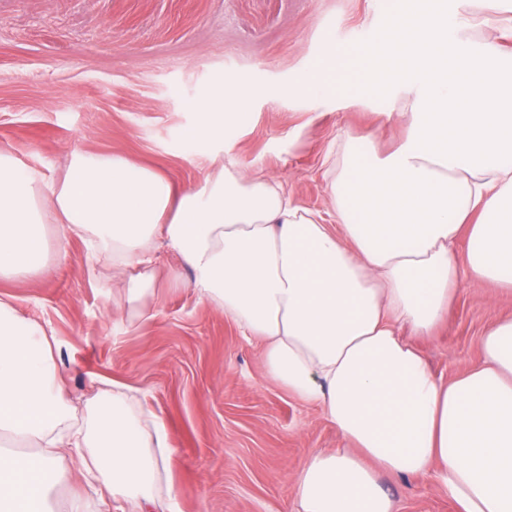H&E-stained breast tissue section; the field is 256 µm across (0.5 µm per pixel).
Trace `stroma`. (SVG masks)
<instances>
[{
	"mask_svg": "<svg viewBox=\"0 0 512 512\" xmlns=\"http://www.w3.org/2000/svg\"><path fill=\"white\" fill-rule=\"evenodd\" d=\"M396 0H0V152L46 176L71 154L114 155L182 189L215 164L190 143L197 101L228 83L246 92L227 154L243 172L279 183L301 206L332 218L330 164L345 138L371 136L378 155L405 137L387 121L390 95L313 99L295 88L325 43L353 59L389 23ZM63 253L45 277L0 280V297L39 321L77 415L103 377L145 390L144 406L175 450L176 512H293L292 476L312 452L344 447L316 406L268 377L262 347L192 287L167 247L156 252L159 307L127 332L113 329L112 288L82 241L48 231ZM512 317V294L463 283L444 323L419 339L435 376L476 365L479 340ZM398 512H456L432 474L382 476Z\"/></svg>",
	"mask_w": 512,
	"mask_h": 512,
	"instance_id": "stroma-1",
	"label": "stroma"
}]
</instances>
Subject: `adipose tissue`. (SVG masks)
Wrapping results in <instances>:
<instances>
[{"mask_svg":"<svg viewBox=\"0 0 512 512\" xmlns=\"http://www.w3.org/2000/svg\"><path fill=\"white\" fill-rule=\"evenodd\" d=\"M401 0L366 45L358 87L404 94L408 132L380 157L352 151L329 184L336 225L280 186L224 163L197 188L175 191L118 156L73 155L62 179L0 153V278L45 272L46 224L79 237L106 264L129 329L157 300L154 248L167 246L200 299L264 348L268 375L320 408L347 447L311 453L294 476L296 512H396L380 474L436 471L456 512H512V318L481 337L480 366L438 380L418 336L436 329L462 280L512 291V52L473 28L512 36V0ZM335 47L297 84L338 91ZM194 142H230L224 93L196 104ZM464 251H457L459 238ZM76 409L57 376L44 328L0 300V437L31 454L0 452V512H90L61 493L74 473L107 480L127 512H173L161 485L172 450L128 386Z\"/></svg>","mask_w":512,"mask_h":512,"instance_id":"ef3b65f1","label":"adipose tissue"}]
</instances>
